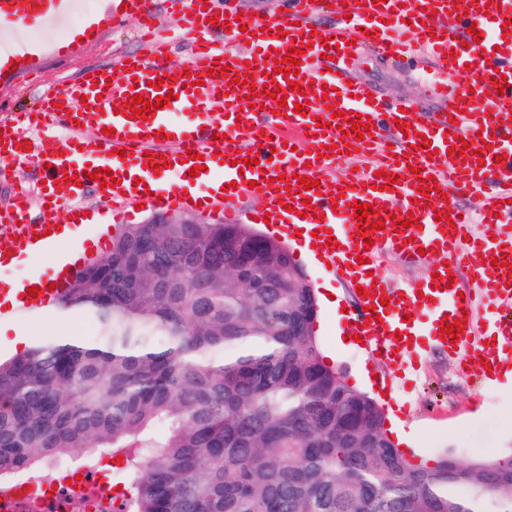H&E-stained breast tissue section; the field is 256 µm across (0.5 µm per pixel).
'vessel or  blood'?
Masks as SVG:
<instances>
[{"instance_id":"vessel-or-blood-1","label":"vessel or blood","mask_w":512,"mask_h":512,"mask_svg":"<svg viewBox=\"0 0 512 512\" xmlns=\"http://www.w3.org/2000/svg\"><path fill=\"white\" fill-rule=\"evenodd\" d=\"M129 2L140 9L147 32L139 55L88 71L36 114L37 125L65 131L68 141L45 136L28 149L0 148L1 173L26 162L43 167L50 185L44 203L70 215L62 230L32 226L26 222V197L15 199L6 217L12 240L0 249V268L13 266L22 254L45 259L46 267L19 289L1 281V309L25 307L24 288H39L36 302L52 301L79 270L82 219L73 202L92 184L87 166L113 173L114 182L102 194L116 211L128 204L170 212L221 206L214 189L197 198L179 186L200 155L207 178L236 183L238 194L258 197L257 219H269L283 236L294 238L296 213H316L319 261L344 283L364 288L362 305L377 313L373 320L358 315L351 332L360 335L362 352L393 365L395 375L382 380L383 390L394 391L398 375L417 374L437 349L452 351L487 380L512 366V319L500 317L490 325L475 319L477 311L512 300V180L487 187L491 174L512 169V0H470L465 12L454 0H288L283 13L244 24L233 0H182V30L194 51L179 68L157 64L167 50L159 26L145 0ZM70 3L0 0V22L37 27ZM327 10L336 22L325 27L317 16ZM330 37L337 49L326 63L321 55ZM354 46L440 74L432 85L435 112L419 119L348 81ZM293 47L302 51L299 74L275 71L276 61ZM188 72L203 73L202 84L186 85ZM156 79L161 87H153ZM276 88L285 104L265 97V90ZM138 94L149 102L166 95L170 102L144 121L120 115V107ZM297 102L303 106L299 115L293 111ZM176 107L191 110L192 120L172 121L169 111ZM358 115L370 120L360 140L349 134ZM158 130L167 137V151L156 149ZM355 150L374 153L375 166H347L310 190L300 184L303 176L321 179L340 153ZM244 158L254 159V167L238 169ZM162 160L176 183L148 193L123 188L126 180L156 179ZM388 173L399 177L391 190L384 186ZM67 174L77 175V183H64ZM421 184L426 193H418ZM462 198L476 200V208L459 206ZM356 202L388 209L392 217L383 230L362 237ZM410 214L417 226L396 229L395 220ZM63 235L71 243L64 259L56 252ZM386 250L410 259L437 253L441 259L425 280L400 289L375 272ZM498 258L505 267H494ZM462 271L471 283L464 290L449 283L450 275ZM447 315L464 319L458 337L441 333Z\"/></svg>"}]
</instances>
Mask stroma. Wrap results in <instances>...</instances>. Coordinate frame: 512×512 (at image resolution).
<instances>
[{
	"instance_id": "35a3bbf8",
	"label": "stroma",
	"mask_w": 512,
	"mask_h": 512,
	"mask_svg": "<svg viewBox=\"0 0 512 512\" xmlns=\"http://www.w3.org/2000/svg\"><path fill=\"white\" fill-rule=\"evenodd\" d=\"M146 6L157 15L169 39L168 66H178L191 55V45L182 35L178 13L168 8L166 0H147ZM112 15L111 26L97 28L77 57H41L34 70L14 83L0 86L1 128L27 134V127L18 124L20 113L35 109L46 95L63 90L86 69L115 63L121 56L140 50L142 29L137 18L123 15L117 7ZM351 77L388 100L411 102L423 114H431L436 108L422 78L408 65L391 63L366 52L354 58ZM20 192L29 200L28 223H48L42 207L40 175L33 164L19 165L10 176L0 177V214L9 211ZM294 258L308 274L321 300L315 331L325 363L335 367L348 385L368 378L365 393L377 399L384 414H391L393 407L383 399L377 385L378 378L391 374V366L368 359L353 342L341 347L336 344L337 330H348L350 318L360 311L358 298L347 284L333 279L310 254L298 252ZM329 295L334 298L330 304L325 301ZM0 319L11 324L29 342L60 336L64 324L84 337L91 336L94 330L92 323L81 316L64 317L39 306L19 314L8 313ZM403 401L407 410L399 418L403 436L400 448L415 463L433 465L447 452L465 462L512 453V379L501 376L493 383L483 381L465 372L458 361L439 352L423 365Z\"/></svg>"
}]
</instances>
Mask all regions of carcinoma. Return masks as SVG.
<instances>
[{"mask_svg":"<svg viewBox=\"0 0 512 512\" xmlns=\"http://www.w3.org/2000/svg\"><path fill=\"white\" fill-rule=\"evenodd\" d=\"M294 264L245 224L126 225L59 300L96 335L0 358V479L104 453L125 512H512V456H404L325 364Z\"/></svg>","mask_w":512,"mask_h":512,"instance_id":"carcinoma-1","label":"carcinoma"}]
</instances>
